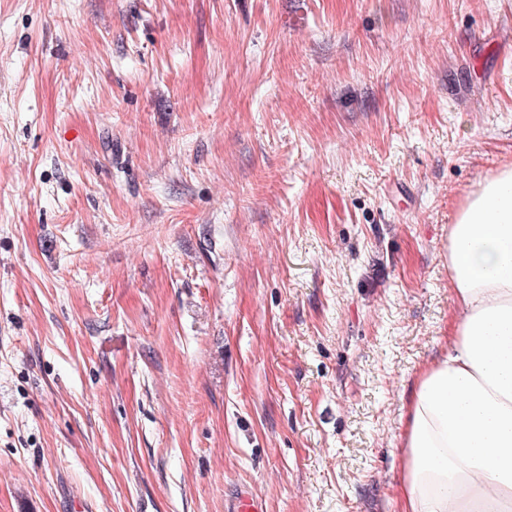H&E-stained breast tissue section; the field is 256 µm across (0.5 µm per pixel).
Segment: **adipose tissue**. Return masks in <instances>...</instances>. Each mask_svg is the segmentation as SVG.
<instances>
[{
  "instance_id": "obj_1",
  "label": "adipose tissue",
  "mask_w": 512,
  "mask_h": 512,
  "mask_svg": "<svg viewBox=\"0 0 512 512\" xmlns=\"http://www.w3.org/2000/svg\"><path fill=\"white\" fill-rule=\"evenodd\" d=\"M445 257L456 324L411 387L396 512H512V167L467 197Z\"/></svg>"
}]
</instances>
